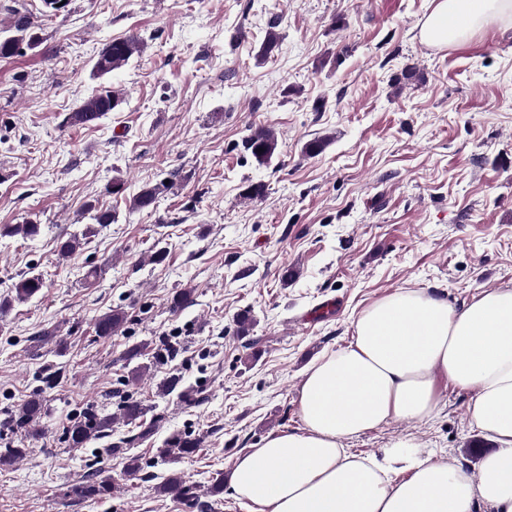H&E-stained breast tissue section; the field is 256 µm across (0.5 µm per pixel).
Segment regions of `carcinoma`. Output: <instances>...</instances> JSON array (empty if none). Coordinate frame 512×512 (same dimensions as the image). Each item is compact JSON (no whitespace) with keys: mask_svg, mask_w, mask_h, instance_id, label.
Segmentation results:
<instances>
[{"mask_svg":"<svg viewBox=\"0 0 512 512\" xmlns=\"http://www.w3.org/2000/svg\"><path fill=\"white\" fill-rule=\"evenodd\" d=\"M34 46L38 37L33 33V23L30 18L21 13H16L11 25L0 29V57L8 58L16 54L22 43ZM144 49V41L137 34H130L125 38L117 39L107 44L99 53L93 64L96 74L104 76L112 71L127 65L135 55H140ZM125 99L122 93L109 87H104L97 93L83 100L72 115L75 123L81 125L98 122L110 112H118L122 109ZM277 141L271 131L264 128H256L244 141V148L260 163L268 162L276 149ZM91 233V227H86L80 233H74L59 243L58 253L63 257L74 255L82 240ZM45 288V282L38 273H29L21 276L14 284L12 300L25 303ZM127 322V313L122 309H113L99 317L94 323V331L98 337H109L117 332ZM44 412L43 400L33 397L20 403L0 422V428L11 431L31 433ZM146 408L141 401L129 396L123 398L117 406V411L112 414L100 412L94 408H88L83 413L74 417L66 430V438L75 448H82L88 442L108 436L112 426L120 422L137 424L142 427L141 434L148 435L151 426L144 422ZM201 447V439L190 433H175L171 435L159 449V455L170 464H176L180 460L193 456ZM114 489L112 477L94 476L82 480L71 487L70 493L78 499H102L111 495ZM158 491L163 494H190V489L183 486V477L174 472L158 486Z\"/></svg>","mask_w":512,"mask_h":512,"instance_id":"cac0c4a2","label":"carcinoma"}]
</instances>
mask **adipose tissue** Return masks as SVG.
<instances>
[{"label":"adipose tissue","instance_id":"obj_1","mask_svg":"<svg viewBox=\"0 0 512 512\" xmlns=\"http://www.w3.org/2000/svg\"><path fill=\"white\" fill-rule=\"evenodd\" d=\"M421 40L447 48L512 18V0H432ZM470 393L472 425L496 451L482 480L455 458L422 457L409 439L382 456L347 440L395 419L434 415L444 387ZM302 426L238 456L229 486L244 512H512V288L456 307L400 289L365 307L348 345L323 353L297 393Z\"/></svg>","mask_w":512,"mask_h":512}]
</instances>
